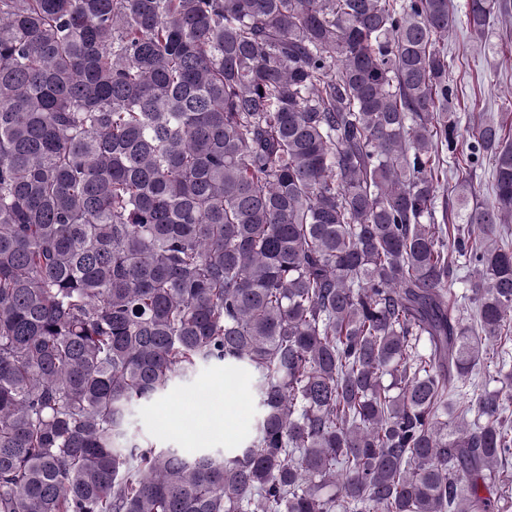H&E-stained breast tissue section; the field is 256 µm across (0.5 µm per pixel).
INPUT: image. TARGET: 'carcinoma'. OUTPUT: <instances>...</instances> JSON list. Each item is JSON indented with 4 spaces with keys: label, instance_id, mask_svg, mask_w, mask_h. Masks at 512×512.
Wrapping results in <instances>:
<instances>
[{
    "label": "carcinoma",
    "instance_id": "carcinoma-1",
    "mask_svg": "<svg viewBox=\"0 0 512 512\" xmlns=\"http://www.w3.org/2000/svg\"><path fill=\"white\" fill-rule=\"evenodd\" d=\"M455 23L450 0H0V512H504L512 126L459 150ZM211 362L255 395L237 447L129 434ZM491 164L484 159L480 165L471 169V177L477 188L478 201H490L492 199L491 192Z\"/></svg>",
    "mask_w": 512,
    "mask_h": 512
}]
</instances>
